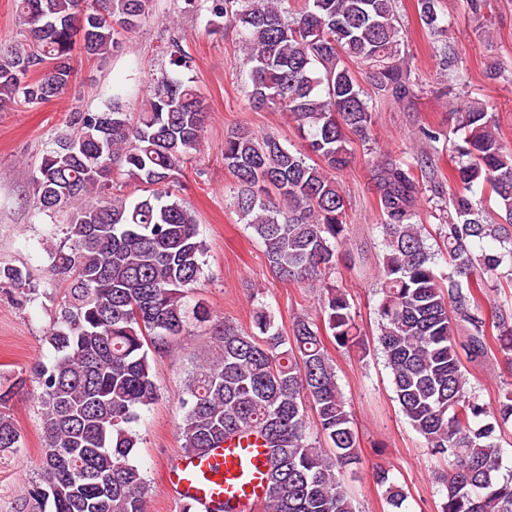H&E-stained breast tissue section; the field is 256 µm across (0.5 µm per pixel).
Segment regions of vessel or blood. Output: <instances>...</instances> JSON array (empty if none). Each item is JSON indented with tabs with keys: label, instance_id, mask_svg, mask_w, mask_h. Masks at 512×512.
Segmentation results:
<instances>
[{
	"label": "vessel or blood",
	"instance_id": "b4317fda",
	"mask_svg": "<svg viewBox=\"0 0 512 512\" xmlns=\"http://www.w3.org/2000/svg\"><path fill=\"white\" fill-rule=\"evenodd\" d=\"M270 455L254 440L225 444L211 456H175L166 467L165 485L196 512L222 501L232 512H259Z\"/></svg>",
	"mask_w": 512,
	"mask_h": 512
}]
</instances>
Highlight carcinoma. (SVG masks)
<instances>
[{
    "instance_id": "cac0c4a2",
    "label": "carcinoma",
    "mask_w": 512,
    "mask_h": 512,
    "mask_svg": "<svg viewBox=\"0 0 512 512\" xmlns=\"http://www.w3.org/2000/svg\"><path fill=\"white\" fill-rule=\"evenodd\" d=\"M150 2L14 0L27 38L0 49V111L59 97L73 77L76 44L106 57ZM438 7L417 0L420 21L441 36ZM210 11L238 32L250 106L284 113L304 140L290 149L272 133L226 131L233 208L263 245L273 276L319 294L316 315L296 316L287 331L263 302L248 329L213 323V348L181 401V451L205 455L255 437L270 455L265 512H358L342 483L361 461L358 436L325 343L363 348L348 287L326 280L346 228L333 173L352 162L349 135L372 125L353 66L365 69L378 99L412 95L398 0H212ZM168 54L171 66L192 69L179 43ZM442 55L448 81L459 80L461 57L448 46ZM207 111L193 80L163 74L134 122L118 95L103 112L70 113L33 177L34 207L70 216L64 241L49 250L52 276L66 288L46 337L56 358L0 382V456L21 448L5 412L16 390L31 387L40 407L44 454L28 512H146L149 483L130 457L140 444L138 411L158 398L152 360L190 325L211 321L205 306L189 301L207 246L180 196ZM456 131L448 223L433 231L424 222L433 216L424 181L438 177L431 158L373 161L383 235L377 340L400 411L446 463L435 473L438 512H512V475L500 474L497 443L512 421V386L490 406L464 366L498 355L512 367V150L482 102L461 106ZM2 282L23 295L34 289L22 267L0 266ZM375 481L400 509L403 486L385 471Z\"/></svg>"
}]
</instances>
